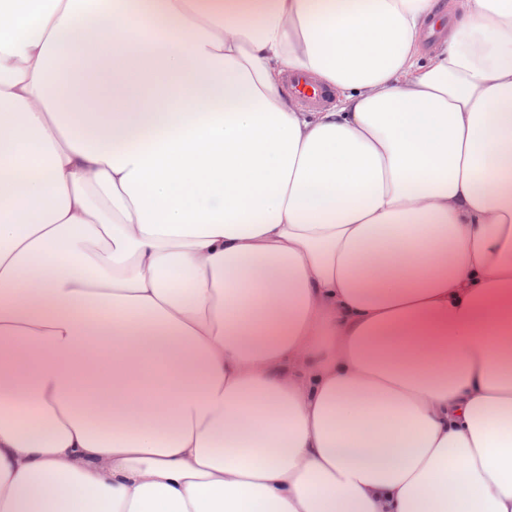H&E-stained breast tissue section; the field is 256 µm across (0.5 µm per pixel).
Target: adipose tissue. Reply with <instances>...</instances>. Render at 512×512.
I'll use <instances>...</instances> for the list:
<instances>
[{
    "mask_svg": "<svg viewBox=\"0 0 512 512\" xmlns=\"http://www.w3.org/2000/svg\"><path fill=\"white\" fill-rule=\"evenodd\" d=\"M0 512H512V0H0Z\"/></svg>",
    "mask_w": 512,
    "mask_h": 512,
    "instance_id": "adipose-tissue-1",
    "label": "adipose tissue"
}]
</instances>
